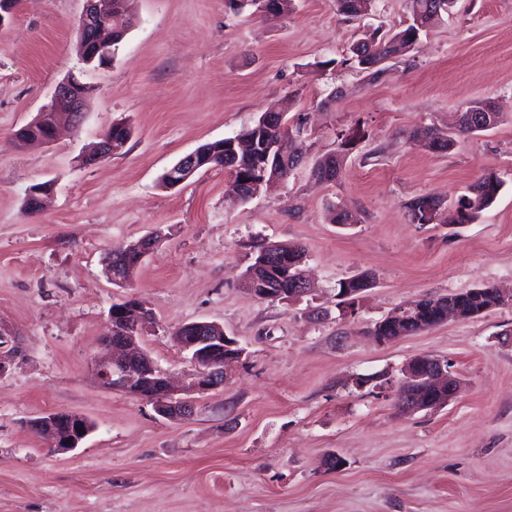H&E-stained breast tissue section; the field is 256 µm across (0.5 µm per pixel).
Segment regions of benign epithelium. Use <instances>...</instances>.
<instances>
[{
    "mask_svg": "<svg viewBox=\"0 0 512 512\" xmlns=\"http://www.w3.org/2000/svg\"><path fill=\"white\" fill-rule=\"evenodd\" d=\"M87 5L81 15L77 34L81 42L93 47L94 55L110 56V46L125 31V25L112 23V0H86ZM93 89L72 76L58 83L51 104L40 112L31 125H48L47 134L39 136L36 141L44 144L52 142L62 124L78 126L88 104ZM129 132V127L122 123L113 124L107 129L100 141L86 149L79 158L81 165L90 161L110 157L127 146L129 138H120L112 130ZM225 161L235 163L242 155L250 158L251 163L261 171L262 179L258 182L247 180L238 184L239 198L255 195L261 186L283 179L290 171L288 153L278 145L257 144V137L230 138L226 140ZM205 149L200 147L180 158L166 172L168 188H176L200 171L206 164ZM158 238L155 235L144 236L129 243L124 253L142 260L155 249ZM258 267L264 270L273 268L294 269L292 255L287 252L266 248L263 261ZM250 290L260 300L288 297L296 299L307 292L304 276H299L288 294L281 290L269 288L266 277L253 270L244 274ZM467 306L462 298L453 295L444 308L427 300H420L415 306L395 312L379 322L373 331L376 342L387 345L419 329L438 325L453 316L468 319L464 313ZM153 319L149 308L137 298H127L109 309L107 342L112 348L121 351L117 357H105L96 361L95 369L100 384L110 390L120 391L150 403L155 412L164 419L181 421L189 419L194 407L187 398L175 396L165 373L154 365L150 357L139 345V339L145 328ZM175 343L187 352L199 372L188 384L187 392L196 393L215 389L224 383L226 367L237 362L243 355L236 338L227 335L223 327L207 322L197 321L178 328L173 336ZM0 375L8 370L12 359L22 353L19 337L0 323ZM457 381L448 370V362L430 356H417L407 362L403 369V378L398 392L402 404L409 410L432 409L448 403L455 393ZM61 412L43 414L27 421V426L45 435L49 445L56 451L72 450L82 442L92 428L89 421L81 416H70L72 426L65 434H59L56 425Z\"/></svg>",
    "mask_w": 512,
    "mask_h": 512,
    "instance_id": "1",
    "label": "benign epithelium"
}]
</instances>
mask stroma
Returning a JSON list of instances; mask_svg holds the SVG:
<instances>
[{"label":"stroma","mask_w":512,"mask_h":512,"mask_svg":"<svg viewBox=\"0 0 512 512\" xmlns=\"http://www.w3.org/2000/svg\"><path fill=\"white\" fill-rule=\"evenodd\" d=\"M84 5L15 0L0 26V323L22 342L0 375V512H512V0H456L376 81L350 49L408 24L406 0H374L357 19L335 0H294L277 16L133 0L99 68L76 50ZM71 75L93 89L78 129L15 147L13 132ZM477 98L496 104L498 126L445 153L418 145L419 130L451 131ZM275 102L307 130L306 157L282 182L245 201L221 168L161 187L179 158ZM117 122L132 128L124 153L80 165ZM336 151V182H314V160ZM487 170L504 182L498 197L458 223V197ZM45 182L43 210L25 212L27 189ZM423 195L441 201L430 224L406 209ZM336 209L355 223H332ZM150 233L155 252L114 284L107 252ZM272 242L305 251L311 290L299 299L260 300L244 283ZM360 274L369 287L340 302V282ZM482 285L504 305L385 346L371 336L419 299ZM130 296L152 310L141 344L176 384L196 372L179 327L218 323L244 350L222 386L192 394L190 419H163L95 375L108 310ZM418 355L447 360L461 387L407 413L396 392ZM52 412L94 429L52 451L27 425Z\"/></svg>","instance_id":"obj_1"}]
</instances>
